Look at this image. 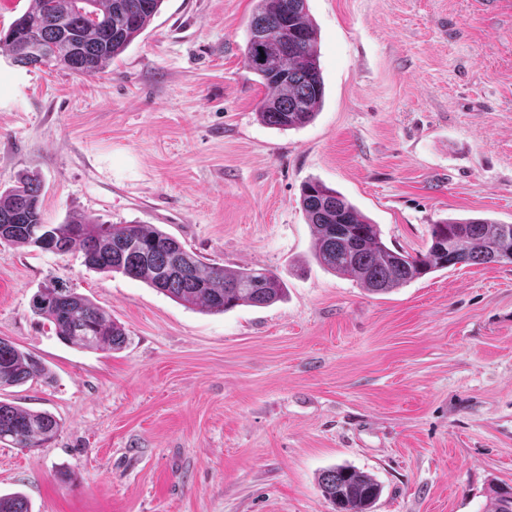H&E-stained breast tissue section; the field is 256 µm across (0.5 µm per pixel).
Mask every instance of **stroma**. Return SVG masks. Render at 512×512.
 Wrapping results in <instances>:
<instances>
[{"mask_svg":"<svg viewBox=\"0 0 512 512\" xmlns=\"http://www.w3.org/2000/svg\"><path fill=\"white\" fill-rule=\"evenodd\" d=\"M254 0H164L96 77L0 52V190L42 182L44 220L153 225L287 294L208 313L81 254L0 244V338L49 380L0 400L60 423L0 444V494L32 512H333L323 470L372 512H490L512 486V264L385 294L313 259L304 182L336 189L416 253L449 217L512 224V0H308L325 97L308 125L257 117ZM58 283L111 312L116 351L62 343L31 310ZM318 486L335 512H371L381 494L379 483L371 475L345 465L324 470Z\"/></svg>","mask_w":512,"mask_h":512,"instance_id":"stroma-1","label":"stroma"}]
</instances>
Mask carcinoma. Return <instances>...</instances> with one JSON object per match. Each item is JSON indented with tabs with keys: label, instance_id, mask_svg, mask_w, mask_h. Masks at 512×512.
I'll list each match as a JSON object with an SVG mask.
<instances>
[{
	"label": "carcinoma",
	"instance_id": "obj_1",
	"mask_svg": "<svg viewBox=\"0 0 512 512\" xmlns=\"http://www.w3.org/2000/svg\"><path fill=\"white\" fill-rule=\"evenodd\" d=\"M162 3L31 0L24 14L0 30V49L15 65L25 67L26 54L35 46L44 47L51 66L95 77L142 33ZM319 57L318 30L307 0H255L244 60L268 89L257 112L264 125L286 131L314 120L325 96ZM40 195L39 178L29 174L0 190V235L5 244L59 254L79 251L92 269L141 280L185 306L210 313L267 307L285 293L283 282L271 271L208 263L147 224H99L74 215L62 224L46 225L41 247L33 238L36 226L44 223ZM300 204L313 231L318 265L356 278L371 293H389L458 265L512 263V224L480 217L446 219L432 225L426 251L410 254L388 247L378 225L319 180L303 185ZM32 311L49 321L62 341L81 348L112 351L126 342L124 328L110 313L68 288L58 297L36 294ZM36 377H48L40 360L0 339V389ZM59 428L49 413L0 402V443L39 448ZM318 486L335 512H371L381 494L371 475L345 465L324 470ZM491 504L493 512H512V487L493 489ZM0 512H31V506L21 493L5 494L0 495Z\"/></svg>",
	"mask_w": 512,
	"mask_h": 512
}]
</instances>
